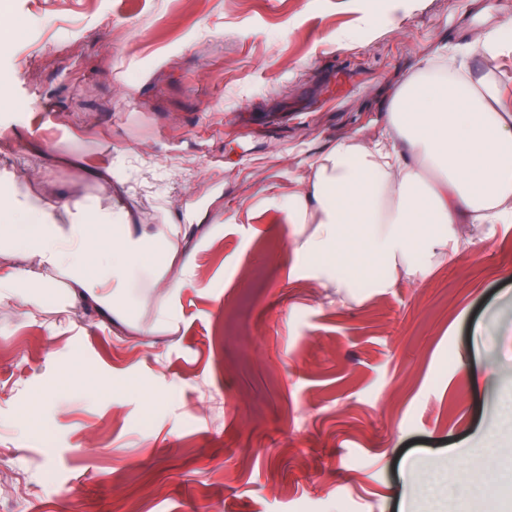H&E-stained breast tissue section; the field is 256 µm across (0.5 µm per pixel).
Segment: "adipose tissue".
Instances as JSON below:
<instances>
[{"instance_id":"ef3b65f1","label":"adipose tissue","mask_w":512,"mask_h":512,"mask_svg":"<svg viewBox=\"0 0 512 512\" xmlns=\"http://www.w3.org/2000/svg\"><path fill=\"white\" fill-rule=\"evenodd\" d=\"M512 55L503 27L482 20L448 65L425 64L388 100V128L336 141L266 208L293 228L294 253L320 287L345 298L354 279L383 290L403 277L425 279L471 239L464 225L494 234L512 224V92L484 64ZM102 196L54 213L47 200L0 202V260L25 264L0 279V306L28 314L32 288L65 284L72 296L128 321L147 281L172 301L194 249L179 224H149L113 186L111 168L89 171ZM108 231L103 246L87 214Z\"/></svg>"}]
</instances>
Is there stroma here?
Wrapping results in <instances>:
<instances>
[{"label": "stroma", "mask_w": 512, "mask_h": 512, "mask_svg": "<svg viewBox=\"0 0 512 512\" xmlns=\"http://www.w3.org/2000/svg\"><path fill=\"white\" fill-rule=\"evenodd\" d=\"M480 13L512 27V0H0V196L60 211L105 164L196 247L132 324L62 287L70 318L0 308V512H399L412 460L497 494L512 226L339 299L261 205L339 138L382 133L393 83ZM164 307L175 332L153 328Z\"/></svg>", "instance_id": "stroma-1"}]
</instances>
